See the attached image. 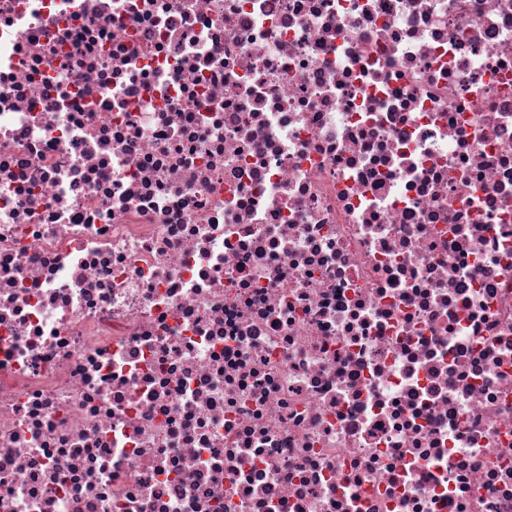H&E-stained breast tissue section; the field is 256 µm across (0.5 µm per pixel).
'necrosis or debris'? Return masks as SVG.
<instances>
[{"instance_id": "4bbe7bcc", "label": "necrosis or debris", "mask_w": 512, "mask_h": 512, "mask_svg": "<svg viewBox=\"0 0 512 512\" xmlns=\"http://www.w3.org/2000/svg\"><path fill=\"white\" fill-rule=\"evenodd\" d=\"M0 512H512V0H0Z\"/></svg>"}]
</instances>
